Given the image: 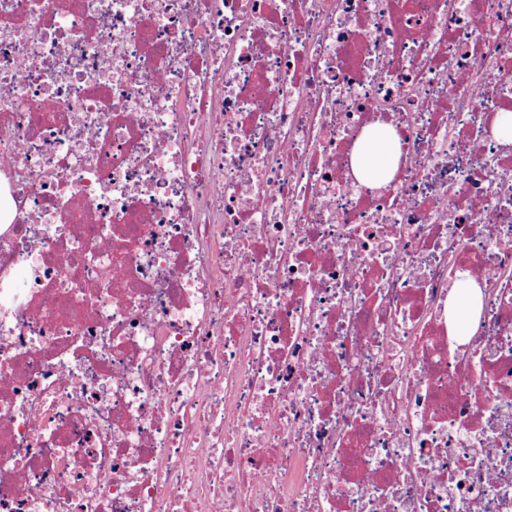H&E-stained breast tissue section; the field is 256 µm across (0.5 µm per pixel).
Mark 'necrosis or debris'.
Listing matches in <instances>:
<instances>
[{"label": "necrosis or debris", "instance_id": "obj_1", "mask_svg": "<svg viewBox=\"0 0 512 512\" xmlns=\"http://www.w3.org/2000/svg\"><path fill=\"white\" fill-rule=\"evenodd\" d=\"M505 110L512 0H0V512H512ZM400 160V147L390 127L369 126L352 154L351 166L359 182L378 188L395 174ZM481 304V290L475 278L456 280L448 292L449 319L457 336L472 335Z\"/></svg>", "mask_w": 512, "mask_h": 512}]
</instances>
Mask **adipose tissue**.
Listing matches in <instances>:
<instances>
[{
	"label": "adipose tissue",
	"instance_id": "adipose-tissue-1",
	"mask_svg": "<svg viewBox=\"0 0 512 512\" xmlns=\"http://www.w3.org/2000/svg\"><path fill=\"white\" fill-rule=\"evenodd\" d=\"M400 160V147L390 127L369 126L352 154L351 166L359 182L378 188L395 174ZM481 290L475 278L455 281L448 292L449 319L457 336L468 337L478 316Z\"/></svg>",
	"mask_w": 512,
	"mask_h": 512
}]
</instances>
